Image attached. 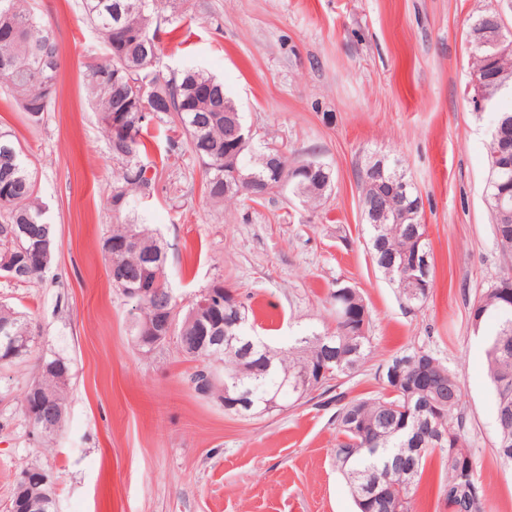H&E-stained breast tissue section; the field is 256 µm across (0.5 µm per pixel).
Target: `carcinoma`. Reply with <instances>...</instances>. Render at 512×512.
Wrapping results in <instances>:
<instances>
[{
	"mask_svg": "<svg viewBox=\"0 0 512 512\" xmlns=\"http://www.w3.org/2000/svg\"><path fill=\"white\" fill-rule=\"evenodd\" d=\"M170 6V14L162 6ZM177 0H82L83 20L98 33L105 56L84 63L83 78L100 121L108 133L109 150L118 164L113 177L109 205L125 214L103 240L126 242V250L107 254V276L121 291L146 288L148 301L136 307L130 325L135 346H140L141 325L153 320L176 325V342L188 360L205 362L189 374L192 389L206 375L214 383L206 394L219 401L230 395L240 401L236 408L224 407L229 415L261 417L282 410L285 401L297 404L312 400L317 391L326 394L353 379L371 353L370 313L359 291L338 283L329 293L335 314L333 327L312 328L295 337L288 348H274L254 329L247 304L236 295L211 297L209 310L194 315L198 299L178 308L164 272V244L135 219L136 201L155 190L156 176L143 163L144 134L150 125L164 127L170 151L188 145L202 173L203 192L215 205L240 194L224 184V149L228 146L227 112L238 122L241 112L224 91V83L196 67L172 71L165 76L156 69L157 33L164 23H180ZM500 21L503 36L512 41V31L496 9L478 14L470 25L469 43L473 99L490 108L499 106V92L512 85V52L487 69V51L479 46L488 22ZM62 61L52 24L37 15L28 0H0V76L20 104L27 120L40 125L57 91ZM127 110L128 137L114 133L112 116ZM487 199L496 244L505 258L512 259V168L498 171L487 145ZM269 144L248 145L240 156L241 175L260 183L277 182L267 163ZM384 162L385 174L407 180L400 162L387 155H372L359 167L357 178L361 219L367 226L365 245L372 265L395 289L400 303L415 313L426 305L435 278V262L422 224L423 203L418 193L407 196L401 224H374L365 214L376 195V184L366 176L367 168ZM283 165L292 195L310 207L320 205L324 185L333 182L332 170L315 157ZM507 187V206L500 207L502 187ZM55 228L39 200L30 165L13 135L0 132V264L29 272L19 282L42 276L46 269L31 251L32 244L54 240ZM429 264L418 269L419 284L405 285L406 271L413 263ZM122 271L117 284L113 268ZM350 315V329L341 328V318ZM233 318V333L239 340L228 346L212 345V327ZM495 330L485 337V356L496 397L498 456L512 463V274L502 276L473 303L469 320L478 331L488 320ZM8 323L18 335L31 339L11 354L0 344V365L18 362L35 346L31 321L14 309L0 305V324ZM72 376L68 359L60 355L44 358L32 383L51 398L48 412L54 419L66 418V390ZM381 390L374 395L346 398L336 394V448L333 460L343 475L358 512H415V497L423 479L428 456L439 452L442 460L441 491L446 512H469L470 501L479 500L485 512L486 493L475 476V461L467 447V419L462 389L456 374L431 351L409 348L377 369Z\"/></svg>",
	"mask_w": 512,
	"mask_h": 512,
	"instance_id": "cac0c4a2",
	"label": "carcinoma"
}]
</instances>
